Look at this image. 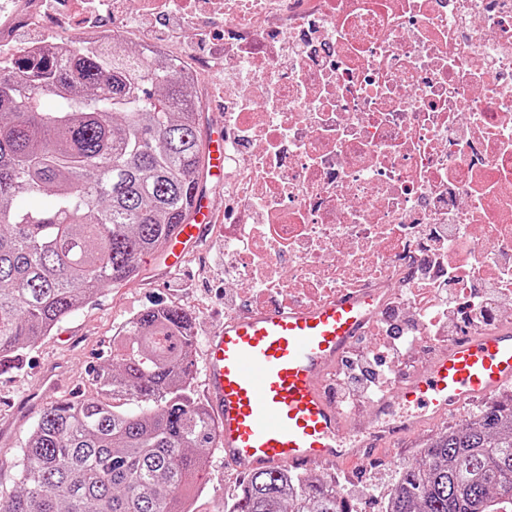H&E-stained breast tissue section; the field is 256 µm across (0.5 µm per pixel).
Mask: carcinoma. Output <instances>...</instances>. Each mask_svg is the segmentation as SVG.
Listing matches in <instances>:
<instances>
[{
	"label": "carcinoma",
	"mask_w": 512,
	"mask_h": 512,
	"mask_svg": "<svg viewBox=\"0 0 512 512\" xmlns=\"http://www.w3.org/2000/svg\"><path fill=\"white\" fill-rule=\"evenodd\" d=\"M192 88L178 63L117 34L0 58V363L130 281L190 220L207 170ZM40 196L48 204L25 205ZM193 325L172 305L128 321L97 371L100 396L44 408L13 464L22 490L0 512H191L216 431L193 390ZM496 499L512 501V401L431 441L385 512H492ZM224 512L351 510L332 483L282 468L251 472Z\"/></svg>",
	"instance_id": "1"
}]
</instances>
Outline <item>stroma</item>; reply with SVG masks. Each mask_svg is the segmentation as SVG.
Masks as SVG:
<instances>
[{"label":"stroma","instance_id":"1","mask_svg":"<svg viewBox=\"0 0 512 512\" xmlns=\"http://www.w3.org/2000/svg\"><path fill=\"white\" fill-rule=\"evenodd\" d=\"M23 0H0V54L10 55L19 47L63 36L79 39V32L58 27L52 17L40 16L38 23L17 20L15 14ZM206 46H198L194 30L183 29L172 48L188 68L198 69L197 84L203 102V138H210L218 121L224 118V97L217 85L224 82V28L216 26ZM222 224H213L203 242L188 253L181 270L167 269L163 257L145 258L135 279L118 288H107L91 298L75 314L63 320L36 346L23 350L18 367L0 370V496L17 492L12 463L21 452L39 420V411H25L34 399L45 376L59 382L56 398L75 395L96 396L95 372L111 362L117 332L136 313L155 305H175L195 318L198 342L224 319V237ZM478 409L470 404L456 409L444 420L426 425L415 435L382 448L372 457L339 467L314 463L306 467L309 475L333 480L338 493L355 502L360 512H385L386 494L395 482L402 464L420 456L422 446L442 429L455 427ZM208 469L194 498L195 512H224V503L240 491L246 475L225 465L218 446L206 450ZM376 485L373 500L362 501L359 493Z\"/></svg>","mask_w":512,"mask_h":512}]
</instances>
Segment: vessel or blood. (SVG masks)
<instances>
[{
  "mask_svg": "<svg viewBox=\"0 0 512 512\" xmlns=\"http://www.w3.org/2000/svg\"><path fill=\"white\" fill-rule=\"evenodd\" d=\"M169 239L180 266L213 222L201 197ZM381 303L361 290L306 307L242 310L225 318L204 349L205 392L225 462L248 470L340 466L384 442L490 399L512 385V326L453 337L416 373L397 380L375 407L380 425L348 430L328 377L355 350Z\"/></svg>",
  "mask_w": 512,
  "mask_h": 512,
  "instance_id": "b4317fda",
  "label": "vessel or blood"
}]
</instances>
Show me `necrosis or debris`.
Wrapping results in <instances>:
<instances>
[{
	"label": "necrosis or debris",
	"mask_w": 512,
	"mask_h": 512,
	"mask_svg": "<svg viewBox=\"0 0 512 512\" xmlns=\"http://www.w3.org/2000/svg\"><path fill=\"white\" fill-rule=\"evenodd\" d=\"M171 2L224 25L227 179L244 204L224 249L258 307L361 288L390 302L415 272L458 295L512 289V0H117L116 29L156 44ZM437 226L448 254L418 235Z\"/></svg>",
	"instance_id": "obj_1"
}]
</instances>
